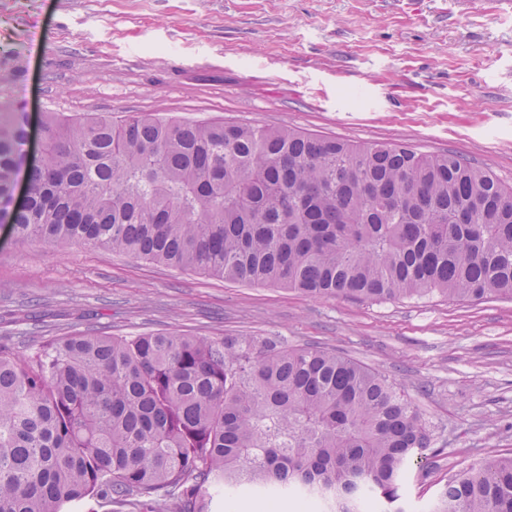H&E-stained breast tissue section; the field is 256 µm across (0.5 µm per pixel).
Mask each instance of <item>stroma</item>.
<instances>
[{"mask_svg": "<svg viewBox=\"0 0 512 512\" xmlns=\"http://www.w3.org/2000/svg\"><path fill=\"white\" fill-rule=\"evenodd\" d=\"M0 107L141 112L453 153L512 185V13L498 0H0ZM167 332L321 347L387 376L432 434L414 512L512 453V300L362 303L230 282L0 223V342Z\"/></svg>", "mask_w": 512, "mask_h": 512, "instance_id": "obj_1", "label": "stroma"}]
</instances>
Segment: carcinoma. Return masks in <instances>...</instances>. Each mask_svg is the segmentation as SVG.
Returning a JSON list of instances; mask_svg holds the SVG:
<instances>
[{
    "label": "carcinoma",
    "mask_w": 512,
    "mask_h": 512,
    "mask_svg": "<svg viewBox=\"0 0 512 512\" xmlns=\"http://www.w3.org/2000/svg\"><path fill=\"white\" fill-rule=\"evenodd\" d=\"M24 238L103 247L321 298H512V187L455 154L287 126L48 112ZM27 138L0 111V204ZM431 434L381 374L257 336L0 343V512L95 495L210 512L248 493L313 512H406ZM431 512H512V454L451 475Z\"/></svg>",
    "instance_id": "obj_1"
}]
</instances>
